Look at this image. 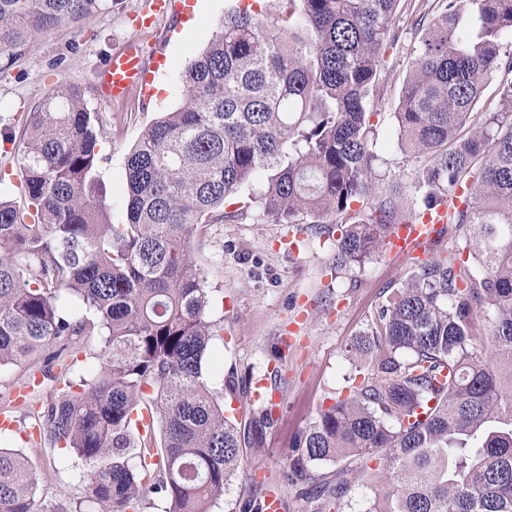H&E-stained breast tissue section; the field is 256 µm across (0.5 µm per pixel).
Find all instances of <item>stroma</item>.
Here are the masks:
<instances>
[{
  "mask_svg": "<svg viewBox=\"0 0 512 512\" xmlns=\"http://www.w3.org/2000/svg\"><path fill=\"white\" fill-rule=\"evenodd\" d=\"M424 0H402L398 39L381 56L384 83L375 102L378 113L377 158L373 164L375 201L394 203L404 214L422 208L412 181L425 158L403 152L394 140L392 114L409 71L418 34L412 23L422 14ZM237 0H194L193 27L168 16L153 27L137 28L150 0H114L93 20L67 23L37 36L23 56L0 72V132L21 134L29 112L59 86L85 92L95 115L101 161L98 176L106 190L113 223L126 217L125 158L142 130L164 112L182 104L178 93L185 71L219 30L224 13ZM139 41L151 64V97L132 92L107 102L96 92V78L107 58L130 41ZM339 216L326 218L320 232L299 233L295 225L257 220L247 214L237 221L208 224L198 232L194 254L202 277L212 290L211 314L224 330L214 337L203 372L215 393L223 381L213 371L222 362L244 391L224 401L236 420L247 421L260 402L273 404L274 423L246 455L256 472L252 487L232 485L215 512H242L255 489H277L285 512H305L306 500L281 480L296 437L318 408L346 398L369 372V360L350 359L349 345L368 331L376 311L410 277L418 274L421 258L380 250L363 267L332 275L329 266ZM34 371L19 366L0 374V394L9 398L8 416L14 426L0 431V445L21 450L36 472L47 503L76 496L73 459L60 449L32 446L21 437L34 422L33 414L53 394L52 379H42L25 402L14 398Z\"/></svg>",
  "mask_w": 512,
  "mask_h": 512,
  "instance_id": "obj_1",
  "label": "stroma"
}]
</instances>
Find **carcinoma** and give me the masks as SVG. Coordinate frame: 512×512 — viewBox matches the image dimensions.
<instances>
[{
	"label": "carcinoma",
	"instance_id": "obj_1",
	"mask_svg": "<svg viewBox=\"0 0 512 512\" xmlns=\"http://www.w3.org/2000/svg\"><path fill=\"white\" fill-rule=\"evenodd\" d=\"M401 0H280L278 13H224L188 67L184 104L147 126L125 162L128 199L112 223L98 177L95 119L76 86L29 113L20 138L23 206L0 201V372L60 366L36 412L40 442L66 450L78 496L54 512H213L247 472L248 429L224 416L203 360L223 330L193 255L205 224L240 217L338 226L332 268L362 266L399 224L369 203L371 122L381 53ZM110 0H0V71L31 39L91 20ZM393 112L398 147L427 157L414 189L429 211L462 189L448 217L460 241L433 256L377 311L348 352L371 372L296 438L283 480L312 512H512V0H437ZM497 109L473 120L498 75ZM369 210L352 211L354 203ZM98 354L76 357L85 336ZM160 436L135 430L144 408ZM156 447L149 455L144 450ZM331 463L329 476L317 466ZM38 480L0 448V512L35 507Z\"/></svg>",
	"mask_w": 512,
	"mask_h": 512
}]
</instances>
